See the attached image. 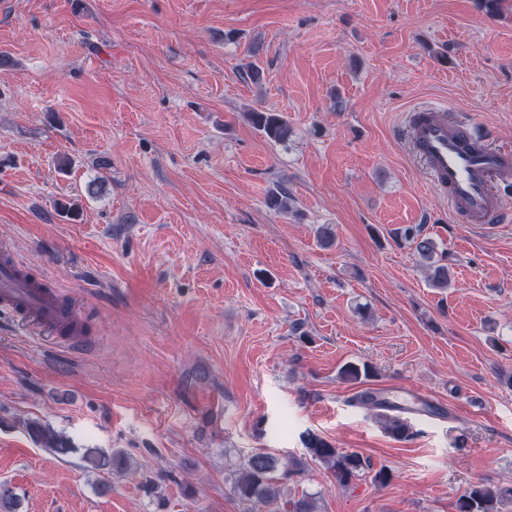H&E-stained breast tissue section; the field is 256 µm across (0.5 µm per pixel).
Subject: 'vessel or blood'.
Instances as JSON below:
<instances>
[{"label":"vessel or blood","mask_w":512,"mask_h":512,"mask_svg":"<svg viewBox=\"0 0 512 512\" xmlns=\"http://www.w3.org/2000/svg\"><path fill=\"white\" fill-rule=\"evenodd\" d=\"M411 142L453 216L485 227L512 221V207L500 193L512 185L511 147L490 144L470 122L449 121L441 106L413 113ZM0 311L47 331L77 320L63 311L56 290L25 278L11 260L0 263Z\"/></svg>","instance_id":"vessel-or-blood-1"}]
</instances>
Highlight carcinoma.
Masks as SVG:
<instances>
[{
    "label": "carcinoma",
    "instance_id": "1",
    "mask_svg": "<svg viewBox=\"0 0 512 512\" xmlns=\"http://www.w3.org/2000/svg\"><path fill=\"white\" fill-rule=\"evenodd\" d=\"M250 123L260 131L267 141L281 144L288 140L290 127L286 119L276 112L254 110L247 115ZM294 199L285 190H275L267 198L268 207L276 212L288 211ZM401 238L412 243L420 266L428 271V281L434 288H446L449 282V268L439 257L437 245L433 239L423 235L418 226H408L400 231ZM370 374L368 366L346 364L340 375L348 381H358ZM385 431L399 439L412 435L411 427L400 418H382ZM25 429L34 442L42 449L57 456H66L74 451L70 441L64 435L36 421L25 423ZM307 455L310 459L322 463L336 482L347 486L359 476L363 468L361 457L333 447L316 434H308L305 440ZM87 467L94 470L128 469L127 456L121 450L109 455L89 450L83 455ZM304 462L293 461L288 469L277 472V458L267 451L252 452L243 457L235 469L226 474L230 489L236 497L244 501H258L273 507V512H315L312 497H289L283 487L288 474L302 470ZM512 503V488L494 486L482 481L471 485L455 504L456 512H501V505ZM19 495L8 481H0V512H16Z\"/></svg>",
    "mask_w": 512,
    "mask_h": 512
}]
</instances>
